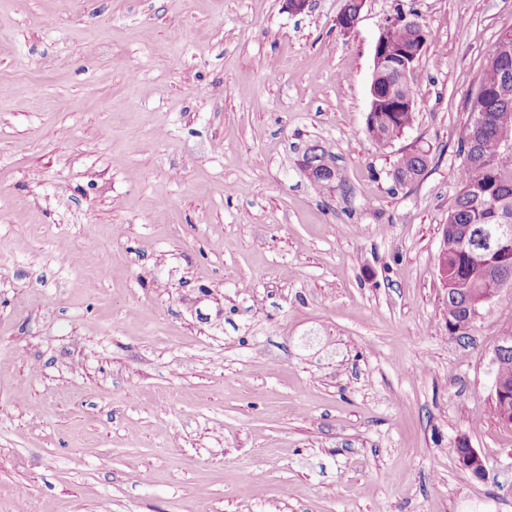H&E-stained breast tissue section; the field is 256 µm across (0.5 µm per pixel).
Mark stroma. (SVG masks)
<instances>
[{"label": "stroma", "mask_w": 512, "mask_h": 512, "mask_svg": "<svg viewBox=\"0 0 512 512\" xmlns=\"http://www.w3.org/2000/svg\"><path fill=\"white\" fill-rule=\"evenodd\" d=\"M344 4L0 0V512H512V286L462 343L438 265L512 0H365L347 32ZM399 14L428 44L383 146ZM316 143L345 191L311 185ZM495 56H497L498 58L502 56L499 39L496 41L495 45L490 50L488 63L483 68L479 78V83L476 90H481L482 93H485L486 91L498 90L503 81V71L507 72L509 70L508 58L502 57L500 59V64L503 69L502 70L497 64L491 63V60ZM415 118V107L410 112H392L389 103H380L375 112H369L367 134L376 143L387 145L411 127ZM427 151L412 149L401 154L397 159L395 176L399 185L412 183L423 175L429 160ZM510 356H512V331L504 329L497 337L493 348V402H508L512 399V388L510 389L508 386L504 385L497 374V368L501 361ZM507 410L512 411V401L508 403Z\"/></svg>", "instance_id": "obj_1"}]
</instances>
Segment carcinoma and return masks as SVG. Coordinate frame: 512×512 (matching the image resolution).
Here are the masks:
<instances>
[{"mask_svg":"<svg viewBox=\"0 0 512 512\" xmlns=\"http://www.w3.org/2000/svg\"><path fill=\"white\" fill-rule=\"evenodd\" d=\"M413 31L408 26L391 25L384 37L388 43L401 45L409 42ZM418 71H413L407 81L399 83L394 71L382 73L378 81L383 87L392 88L394 98L402 101L413 98L412 85ZM503 81V70L487 63L483 68L477 89L481 92L497 90ZM470 117L457 137L458 153L463 156L460 172L461 187L448 202V224L444 225L441 240L442 266L448 289V332L464 338L475 323L467 321V307L474 298L486 296L500 271L512 272V262L506 263L498 253L486 252L474 241L479 229L490 224L512 222V152L499 147L497 133L512 129V96L500 105L476 98L467 102ZM416 111L394 112L384 102L369 113L367 134L381 145L399 138L400 133L415 122ZM331 157L323 145L310 146L303 153L308 165H320ZM428 155L423 149H413L397 159L395 176L399 185L412 183L427 169ZM327 181L315 175L313 186L319 191L342 190L346 179L339 168L330 173Z\"/></svg>","mask_w":512,"mask_h":512,"instance_id":"cac0c4a2","label":"carcinoma"}]
</instances>
